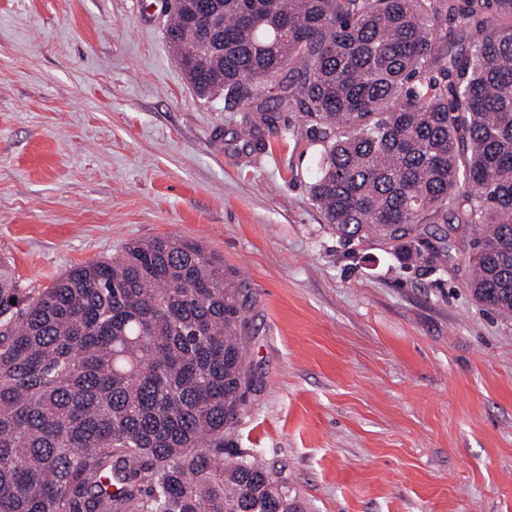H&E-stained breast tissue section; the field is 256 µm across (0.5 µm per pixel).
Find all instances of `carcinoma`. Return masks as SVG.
<instances>
[{
	"instance_id": "carcinoma-1",
	"label": "carcinoma",
	"mask_w": 512,
	"mask_h": 512,
	"mask_svg": "<svg viewBox=\"0 0 512 512\" xmlns=\"http://www.w3.org/2000/svg\"><path fill=\"white\" fill-rule=\"evenodd\" d=\"M166 38L196 94L274 107L320 146L339 238L442 267L472 230L473 297L512 316V0H190ZM248 286L187 238L126 245L33 296L0 261V512H296L228 439L247 413Z\"/></svg>"
}]
</instances>
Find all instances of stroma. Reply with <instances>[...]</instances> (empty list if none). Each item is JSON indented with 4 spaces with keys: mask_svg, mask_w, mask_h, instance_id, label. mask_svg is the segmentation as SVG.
<instances>
[{
    "mask_svg": "<svg viewBox=\"0 0 512 512\" xmlns=\"http://www.w3.org/2000/svg\"><path fill=\"white\" fill-rule=\"evenodd\" d=\"M163 17L0 0V260L35 294L136 241H197L253 300L231 439L298 512H512V317L472 298L468 240L432 271L339 239L298 113L236 149L240 113L193 92Z\"/></svg>",
    "mask_w": 512,
    "mask_h": 512,
    "instance_id": "obj_1",
    "label": "stroma"
}]
</instances>
